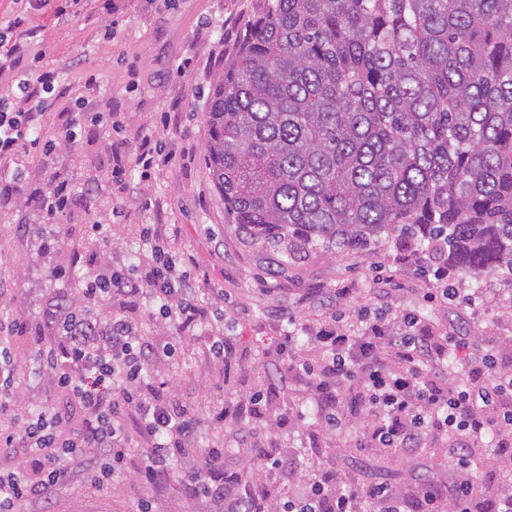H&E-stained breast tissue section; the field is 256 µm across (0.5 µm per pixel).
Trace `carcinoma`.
<instances>
[{"label":"carcinoma","mask_w":512,"mask_h":512,"mask_svg":"<svg viewBox=\"0 0 512 512\" xmlns=\"http://www.w3.org/2000/svg\"><path fill=\"white\" fill-rule=\"evenodd\" d=\"M205 166L287 262L386 235L512 273V0H267L210 88Z\"/></svg>","instance_id":"1"}]
</instances>
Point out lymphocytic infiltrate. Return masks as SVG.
<instances>
[{"label":"lymphocytic infiltrate","mask_w":512,"mask_h":512,"mask_svg":"<svg viewBox=\"0 0 512 512\" xmlns=\"http://www.w3.org/2000/svg\"><path fill=\"white\" fill-rule=\"evenodd\" d=\"M22 19L0 23V74H12L16 94H0V163L13 160L22 149L40 147L51 154L56 141L33 140L51 105L59 76L42 68V53H31ZM151 138H143L132 159L116 158L108 182L119 195H128L129 167L142 175L171 163ZM169 225H146L140 235L148 260L147 272L112 259L89 266L79 293V305L67 295L57 297L51 316L57 326L54 344L39 348L40 370L49 372L61 392L59 402L40 414L13 418L0 425V454L21 457L19 465L0 467V512H15L17 502L49 498L74 470H82L96 485L121 477L127 447L139 436L146 448L138 479L158 488L178 473L187 496L212 500L217 512H256L254 493H239L214 476L224 451L208 447L200 463L174 471L173 459L207 431L249 420L259 402L250 396L208 414L158 396L144 388V374L172 357L170 343L146 336L139 322L121 313L101 318L94 310L117 297L150 295L157 313L178 329L204 316L201 288L183 259L168 247ZM356 328L335 324L311 336L323 352L309 371L315 377V404L330 428L343 424L339 387L357 381L364 403L378 422L368 436L371 448L415 451L427 435L441 430L455 438L452 458L457 484L451 512H474L468 493L471 445L494 433L504 464L512 467V375L497 370L493 354H478L468 337L437 335L413 312L390 320L370 305L356 311ZM462 356L464 367L483 373L482 383L459 385L457 371L448 369L449 351ZM442 373L444 387L421 385L420 371ZM368 503L380 512H441L439 497L427 484L405 497L378 486L362 493L343 489L339 480L320 475L281 504L280 512H365Z\"/></svg>","instance_id":"f902f5d3"}]
</instances>
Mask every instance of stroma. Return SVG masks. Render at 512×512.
Instances as JSON below:
<instances>
[{
  "instance_id": "stroma-1",
  "label": "stroma",
  "mask_w": 512,
  "mask_h": 512,
  "mask_svg": "<svg viewBox=\"0 0 512 512\" xmlns=\"http://www.w3.org/2000/svg\"><path fill=\"white\" fill-rule=\"evenodd\" d=\"M265 6V0H116L111 17L89 5L69 27L53 24L47 15L38 19L34 48L61 76L45 136L56 137L73 94L84 92L90 73L99 86L86 92L89 109L116 110L120 123L112 129L87 126L75 143H59L50 156L26 155L16 163L22 202L0 210V286L6 289L0 305L7 310L0 319L12 326L9 410L20 415L58 400L56 385L35 372L36 346L23 328H38L46 340L54 339L55 326L46 316L50 301L72 291L78 274L103 253L118 259L137 250L143 224L153 220L143 209L151 199L162 204L164 222L175 229L170 248L199 278L204 305L223 308L224 333L234 341L224 361L213 360L209 321L178 331L151 319L147 299L125 304L123 314L137 318L146 335L165 337L177 348L169 363L154 370V379L173 377L174 393L184 399L203 392L218 400L263 397L249 426L250 452L242 462H225V482L235 484L243 466L258 467L263 451L279 448L288 452L302 479L329 473L349 484L374 485L372 468L380 453L356 445L373 423L356 399V385L341 388L347 429L331 431L311 407V377L295 370L280 382L275 348L289 323H296L302 336L335 318L348 327L356 307L368 300L392 317L417 310L436 332L477 329L475 348L493 353L499 368L512 372V275L448 273L428 259L405 265L400 257L406 249L392 238L372 244L365 254L309 248L284 268L276 251L252 243L231 223L205 168L206 100L214 77ZM146 135L177 160L146 182L138 169L129 168L133 191L127 198L104 194L92 208L75 206L53 219L40 210L38 198L55 182H68L77 193L104 182L115 156H130ZM96 221L106 224V240L91 235L89 226ZM443 284L459 289L461 299L445 307L423 301L424 293ZM341 288L346 296H338ZM313 435L318 438L314 449L309 446ZM447 446V434L435 431L425 447L398 455L389 487L407 495L416 478L425 477L452 496L455 471L434 465ZM144 498L153 512L211 510L207 499L186 498L175 478L146 491L131 478L99 487L77 474L49 499L26 501L23 512H135Z\"/></svg>"
}]
</instances>
